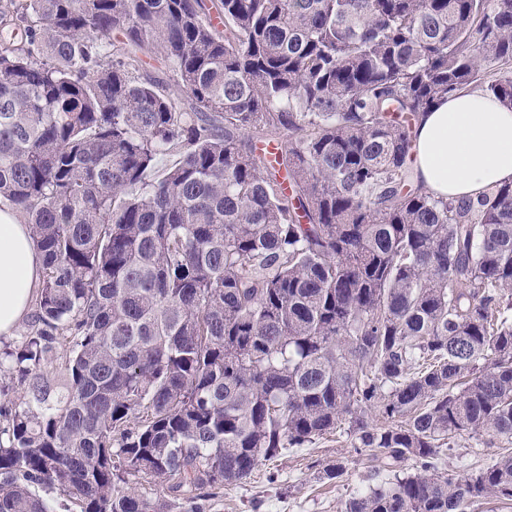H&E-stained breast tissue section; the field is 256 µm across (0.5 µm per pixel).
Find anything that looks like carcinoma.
<instances>
[{
  "label": "carcinoma",
  "instance_id": "obj_1",
  "mask_svg": "<svg viewBox=\"0 0 512 512\" xmlns=\"http://www.w3.org/2000/svg\"><path fill=\"white\" fill-rule=\"evenodd\" d=\"M474 89L512 107V0H0V202L43 261L0 512H211L337 432L381 477L342 512L511 506V451L440 460L512 441V181L410 165ZM502 448H512V444L491 431H481L459 437L453 448L445 451L441 462L448 470L463 473L490 463Z\"/></svg>",
  "mask_w": 512,
  "mask_h": 512
}]
</instances>
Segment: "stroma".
I'll use <instances>...</instances> for the list:
<instances>
[{
  "label": "stroma",
  "mask_w": 512,
  "mask_h": 512,
  "mask_svg": "<svg viewBox=\"0 0 512 512\" xmlns=\"http://www.w3.org/2000/svg\"><path fill=\"white\" fill-rule=\"evenodd\" d=\"M506 445L490 431L462 436L443 455L442 464L463 473L490 463ZM339 460L347 467L343 477L323 480V467ZM372 482L366 460L354 452L349 437L335 435L289 449L260 466L247 482L225 487L212 512H341L347 500Z\"/></svg>",
  "instance_id": "35a3bbf8"
}]
</instances>
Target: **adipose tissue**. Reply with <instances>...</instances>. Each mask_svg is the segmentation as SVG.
I'll return each mask as SVG.
<instances>
[{
  "label": "adipose tissue",
  "instance_id": "obj_1",
  "mask_svg": "<svg viewBox=\"0 0 512 512\" xmlns=\"http://www.w3.org/2000/svg\"><path fill=\"white\" fill-rule=\"evenodd\" d=\"M414 172L430 194L474 200L512 180V109L472 91L449 94L414 130ZM42 277V257L30 229L10 207L0 208V335L28 312Z\"/></svg>",
  "mask_w": 512,
  "mask_h": 512
}]
</instances>
